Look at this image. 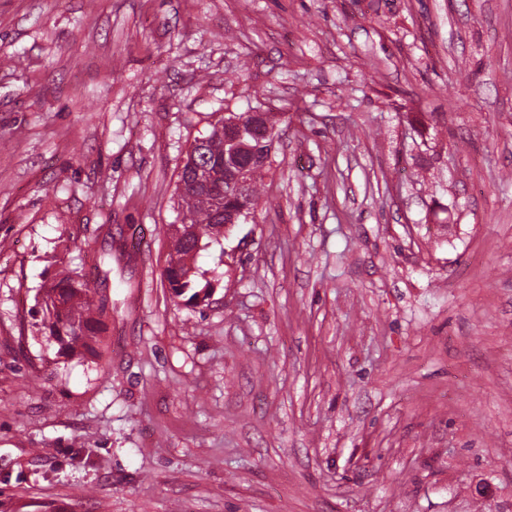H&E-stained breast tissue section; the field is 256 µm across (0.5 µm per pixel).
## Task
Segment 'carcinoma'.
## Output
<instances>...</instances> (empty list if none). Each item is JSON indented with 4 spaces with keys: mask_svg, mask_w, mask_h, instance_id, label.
I'll list each match as a JSON object with an SVG mask.
<instances>
[{
    "mask_svg": "<svg viewBox=\"0 0 512 512\" xmlns=\"http://www.w3.org/2000/svg\"><path fill=\"white\" fill-rule=\"evenodd\" d=\"M250 111L226 112L207 134V141L194 140L187 160L179 175L182 216L189 224L169 228L170 252L168 261H177L180 273L169 280L172 296L188 305L198 306L209 299L210 284L198 287L194 264L196 254L224 238V222L238 209L239 200L258 205L260 186L270 163L253 161L257 139L250 133ZM238 123L244 130L238 149L237 162L248 168L242 185L224 182L225 125ZM35 306L42 315V325L53 337L67 336L61 348L75 352L79 348L93 350V343L102 330L101 317L106 314L105 304L94 301V291L88 282L70 271H64L53 281L40 288Z\"/></svg>",
    "mask_w": 512,
    "mask_h": 512,
    "instance_id": "carcinoma-1",
    "label": "carcinoma"
}]
</instances>
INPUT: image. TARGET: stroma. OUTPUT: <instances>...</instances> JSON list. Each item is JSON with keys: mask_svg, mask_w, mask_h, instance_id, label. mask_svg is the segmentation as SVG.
<instances>
[{"mask_svg": "<svg viewBox=\"0 0 512 512\" xmlns=\"http://www.w3.org/2000/svg\"><path fill=\"white\" fill-rule=\"evenodd\" d=\"M256 106L178 304L183 161ZM0 512H512V0H0ZM35 306L42 315V325L58 340L64 333L61 349L74 353L83 348L93 351V343L102 330L100 318L106 314L105 304H95L94 291L88 282L74 272L63 271L39 289Z\"/></svg>", "mask_w": 512, "mask_h": 512, "instance_id": "stroma-1", "label": "stroma"}]
</instances>
